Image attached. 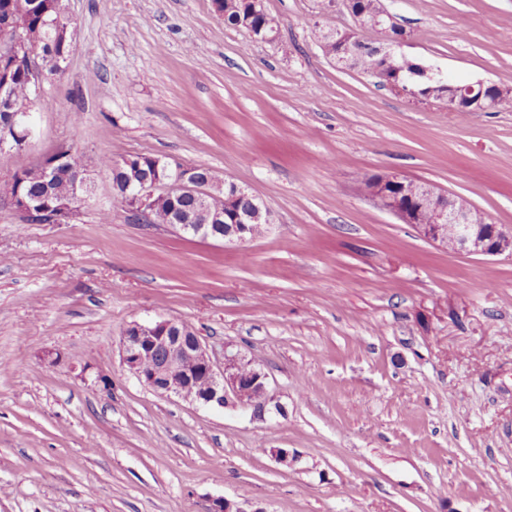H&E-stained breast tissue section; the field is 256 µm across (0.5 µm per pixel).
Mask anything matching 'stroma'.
Returning a JSON list of instances; mask_svg holds the SVG:
<instances>
[{
  "label": "stroma",
  "instance_id": "obj_1",
  "mask_svg": "<svg viewBox=\"0 0 512 512\" xmlns=\"http://www.w3.org/2000/svg\"><path fill=\"white\" fill-rule=\"evenodd\" d=\"M404 55L512 86V0H382ZM73 45L0 181L64 149L90 199L60 224L0 197V512H512V259L447 251L356 190L398 172L512 228V109L449 111L322 51L344 6L263 0L275 43L212 0H67ZM221 170L272 213L243 244L137 222L105 155ZM109 222H101V212ZM185 322L260 364L283 414L153 392L131 323ZM296 452L291 468L271 449ZM207 512H263L259 507H255V503L245 497L238 499H227L225 497L213 498L206 504Z\"/></svg>",
  "mask_w": 512,
  "mask_h": 512
}]
</instances>
